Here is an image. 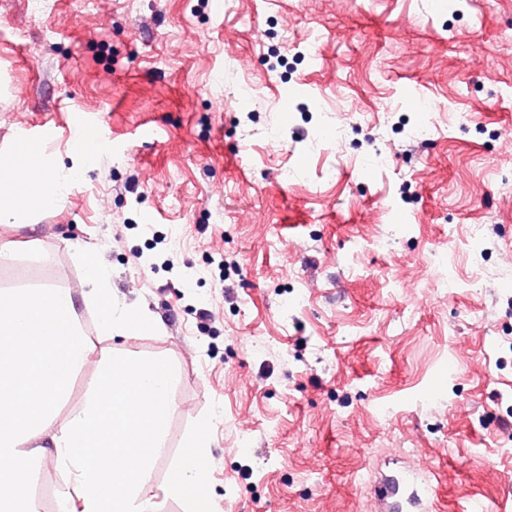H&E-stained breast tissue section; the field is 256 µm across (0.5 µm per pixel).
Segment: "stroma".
I'll return each mask as SVG.
<instances>
[{"instance_id": "1", "label": "stroma", "mask_w": 512, "mask_h": 512, "mask_svg": "<svg viewBox=\"0 0 512 512\" xmlns=\"http://www.w3.org/2000/svg\"><path fill=\"white\" fill-rule=\"evenodd\" d=\"M507 29L512 0H0V154L39 126L81 172L58 208L0 225V289L81 291L86 250L161 321L106 341L78 304L92 362L60 407L116 348L178 369L156 512H184L162 487L206 415L212 512H373L400 466L433 476L430 512H512ZM332 103L336 144L315 146ZM435 254L454 289L431 285ZM29 490L63 512L50 457Z\"/></svg>"}]
</instances>
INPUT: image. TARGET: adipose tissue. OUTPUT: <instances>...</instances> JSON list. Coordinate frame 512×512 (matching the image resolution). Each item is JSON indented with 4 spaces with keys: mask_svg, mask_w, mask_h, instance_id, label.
I'll list each match as a JSON object with an SVG mask.
<instances>
[{
    "mask_svg": "<svg viewBox=\"0 0 512 512\" xmlns=\"http://www.w3.org/2000/svg\"><path fill=\"white\" fill-rule=\"evenodd\" d=\"M73 176L42 148L29 150L20 166L1 161L0 222L57 208ZM84 260L89 289L82 296L68 288L0 289V512H32L28 475L40 455L53 457L66 475L71 512H153L146 486L174 410L176 369L113 352L100 362L98 386L80 411L57 413L71 378L90 358L77 301L99 309L105 337L162 331L150 312L113 294L96 254ZM208 426L199 423L188 442L192 456L171 463L164 487L184 500L186 512H197L206 492Z\"/></svg>",
    "mask_w": 512,
    "mask_h": 512,
    "instance_id": "obj_1",
    "label": "adipose tissue"
}]
</instances>
